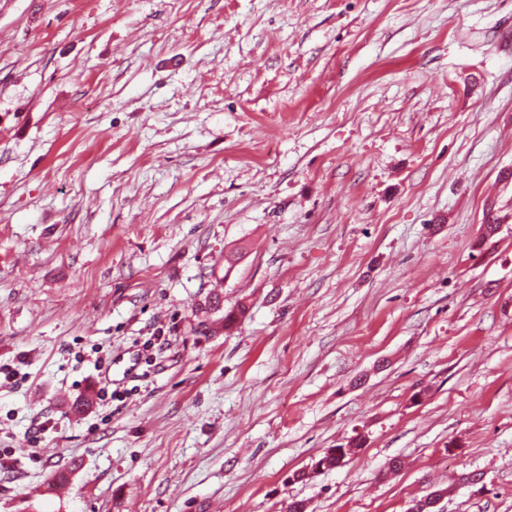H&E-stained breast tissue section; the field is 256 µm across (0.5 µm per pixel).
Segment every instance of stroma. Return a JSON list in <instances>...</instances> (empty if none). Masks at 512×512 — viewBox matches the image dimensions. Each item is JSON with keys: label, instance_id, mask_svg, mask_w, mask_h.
Instances as JSON below:
<instances>
[{"label": "stroma", "instance_id": "obj_1", "mask_svg": "<svg viewBox=\"0 0 512 512\" xmlns=\"http://www.w3.org/2000/svg\"><path fill=\"white\" fill-rule=\"evenodd\" d=\"M1 363L0 512H512V0H0Z\"/></svg>", "mask_w": 512, "mask_h": 512}]
</instances>
